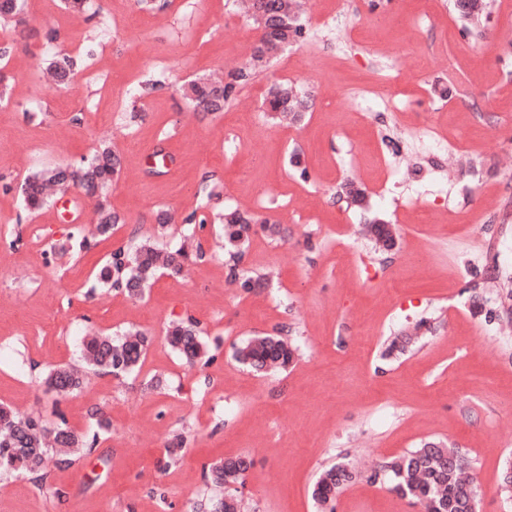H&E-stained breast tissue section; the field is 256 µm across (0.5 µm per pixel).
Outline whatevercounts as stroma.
<instances>
[{
  "mask_svg": "<svg viewBox=\"0 0 512 512\" xmlns=\"http://www.w3.org/2000/svg\"><path fill=\"white\" fill-rule=\"evenodd\" d=\"M305 25V41L217 114L193 111L179 87L248 60L259 30L233 0H88L81 13L28 0L20 23L0 31V402L50 427L64 418L89 431L96 407L111 420L91 453L49 471L61 497L0 475V512H188L221 495L207 465L239 455L253 461L239 490L247 512H317L312 487L340 461L360 476L336 512H420L370 474L429 440L465 458L477 512H512L500 490L512 464V278L491 279L497 256L477 258L472 236L490 213L512 232V0H491L476 36L462 33L451 0H311ZM56 51L87 58L65 87L42 73ZM283 80L313 96L301 125L262 112ZM377 112L390 113L387 125ZM103 140L122 156L108 202L127 222L80 258L58 254L72 224L52 205L22 216L18 187ZM159 148L167 162L153 176ZM348 180L366 208L338 200ZM201 206L276 216L285 238L253 229L241 263L272 274L267 287L229 285L209 225L196 235L204 258L159 277L142 300L92 289L94 269L131 235L179 248L183 218ZM160 209L174 223L159 227ZM375 216L394 228L395 249L359 235ZM187 317L216 349L201 370L164 340ZM284 325L300 350L288 371L235 361V345ZM129 328L152 338L140 374L95 375L64 398L45 384L42 370L79 363L86 332ZM396 336L408 337L404 351L384 356ZM155 375L164 388H148ZM178 430L190 445L159 469Z\"/></svg>",
  "mask_w": 512,
  "mask_h": 512,
  "instance_id": "stroma-1",
  "label": "stroma"
}]
</instances>
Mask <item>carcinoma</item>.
Here are the masks:
<instances>
[{
	"label": "carcinoma",
	"instance_id": "1",
	"mask_svg": "<svg viewBox=\"0 0 512 512\" xmlns=\"http://www.w3.org/2000/svg\"><path fill=\"white\" fill-rule=\"evenodd\" d=\"M24 5L25 0H0V24L8 25L23 11ZM261 6L265 12V26L269 28V32L262 35V50L251 52L250 60L222 81L198 77L183 85L181 93L190 104L196 107L209 99L210 112L224 111L270 58L306 40L305 24L290 0H261ZM452 8L456 17L467 23L465 34L479 33L486 8L484 0H473L468 10L464 9L462 0H453ZM84 64L85 59L80 55L57 52L48 59L47 69L57 84L65 86ZM307 101L308 93L301 88L278 83L268 90L264 112L272 120L288 115L298 122L303 113L296 108ZM120 171L119 152L103 142L88 161L70 169L71 180L64 178L61 167L34 171L21 184V196L27 209L36 210L50 201L47 194L50 186L66 191L77 185L90 194L101 193ZM123 223L125 219L102 202L94 235L110 236ZM223 223L224 250L237 286L245 293L262 287V276L236 272L242 248L248 241L251 225L265 224L273 235L281 233L280 226L268 216L231 208L224 211ZM188 260L189 253L183 247L161 252L147 241L127 248L119 247L97 270L92 287L113 288L131 299H140L158 274L180 276ZM166 340L191 368L206 367L216 359V354L207 349L197 324L190 319L171 323ZM149 344V337L138 331L121 337L95 336L85 344V359L99 371L116 377L125 376L140 371ZM295 354L296 348L281 336H257L238 347L235 358L257 372H266L288 369ZM84 380V371L73 365L57 366L45 377V382L59 396L79 391ZM93 416L96 417V431L92 433L76 431L63 417L50 429L34 416L19 415L0 405V474L21 472L37 483L42 482L49 465L70 464L72 456L92 450L98 444L100 434L108 432L110 424L103 412L97 409ZM187 443L186 435H174L167 445L163 466L175 463ZM251 465L252 460L247 456L222 458L211 463L205 472L207 482L224 489L225 495L196 504L193 512H239L238 487L244 486ZM465 468L464 459L455 449L439 442H426L386 463L382 472L384 482L392 491L426 505L428 512H463L466 496L478 497L474 478L461 476ZM358 476L355 468L343 462L323 470L311 492L321 512H336L338 493Z\"/></svg>",
	"mask_w": 512,
	"mask_h": 512
}]
</instances>
